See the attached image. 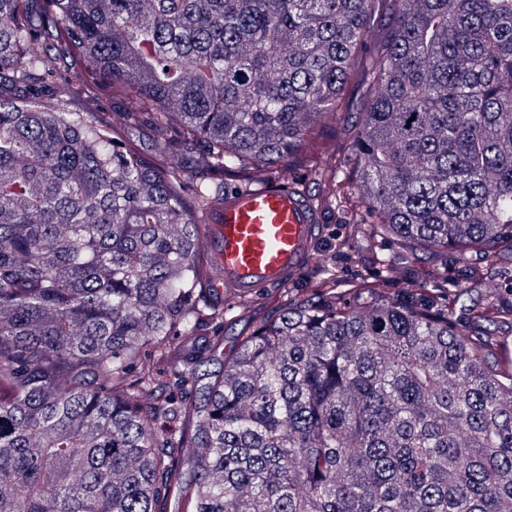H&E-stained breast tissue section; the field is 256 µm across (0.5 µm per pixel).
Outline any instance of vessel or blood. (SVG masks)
Returning a JSON list of instances; mask_svg holds the SVG:
<instances>
[{
    "label": "vessel or blood",
    "instance_id": "b4317fda",
    "mask_svg": "<svg viewBox=\"0 0 512 512\" xmlns=\"http://www.w3.org/2000/svg\"><path fill=\"white\" fill-rule=\"evenodd\" d=\"M319 212L296 185L269 182L229 193L209 216L202 249L225 298L285 287L315 259Z\"/></svg>",
    "mask_w": 512,
    "mask_h": 512
}]
</instances>
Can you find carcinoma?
<instances>
[{
    "label": "carcinoma",
    "instance_id": "cac0c4a2",
    "mask_svg": "<svg viewBox=\"0 0 512 512\" xmlns=\"http://www.w3.org/2000/svg\"><path fill=\"white\" fill-rule=\"evenodd\" d=\"M364 60L317 205L445 268L512 239V0H0V512H512L496 289L319 272L224 353L210 207L309 163ZM350 106L347 112L341 115V120L336 128V132L331 135L335 138L338 148L342 153L347 154L351 137L353 135L354 127L361 118L360 112H364V98L363 90L359 86L351 88L350 92Z\"/></svg>",
    "mask_w": 512,
    "mask_h": 512
}]
</instances>
